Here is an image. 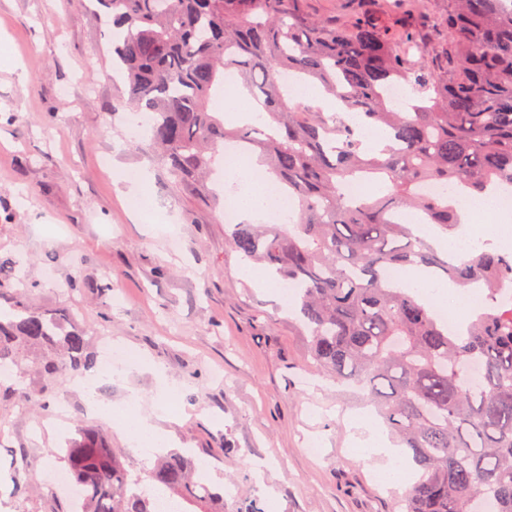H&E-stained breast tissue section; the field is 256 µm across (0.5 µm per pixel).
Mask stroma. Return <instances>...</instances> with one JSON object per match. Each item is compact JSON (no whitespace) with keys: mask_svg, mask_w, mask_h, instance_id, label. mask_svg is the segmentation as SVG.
I'll use <instances>...</instances> for the list:
<instances>
[{"mask_svg":"<svg viewBox=\"0 0 512 512\" xmlns=\"http://www.w3.org/2000/svg\"><path fill=\"white\" fill-rule=\"evenodd\" d=\"M110 28L88 0H0V256L28 283L21 301L66 315L136 354L100 400L154 419L170 448L204 464L224 512H404V486L362 453L363 394L317 371L302 325L277 289L244 277L221 214L183 192L132 134ZM111 156V169L100 165ZM81 377L60 366L68 401L47 430L34 407L0 398V512H72L53 474L78 430L93 431L131 475L155 465L87 410ZM178 408L155 418L158 402ZM320 444L318 454L305 449ZM41 474L13 493L23 462Z\"/></svg>","mask_w":512,"mask_h":512,"instance_id":"35a3bbf8","label":"stroma"}]
</instances>
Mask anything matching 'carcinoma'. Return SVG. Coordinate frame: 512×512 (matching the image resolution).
<instances>
[{"mask_svg": "<svg viewBox=\"0 0 512 512\" xmlns=\"http://www.w3.org/2000/svg\"><path fill=\"white\" fill-rule=\"evenodd\" d=\"M431 2L391 0L329 20L310 16L307 0H95L112 21V65L176 184L218 203L207 179L235 143L294 197L293 222L234 224L228 245L296 285L319 370L369 391L419 466L407 512H512V306L481 310L450 336L427 300L385 276L433 267L493 295L512 283V261L500 251L452 260L394 220L412 212L446 233L458 227L453 199L421 194L423 182L460 185L472 198L512 185V0H445L442 15ZM229 69L264 127L228 128L212 110ZM283 72L319 86L336 109L288 96ZM394 86L406 89L409 111L389 98ZM346 113L389 129L390 142L371 150ZM354 178L383 189L349 204L342 186ZM23 286L15 262L0 258V300L9 304L0 308V367L17 366L22 342L62 349L77 372L96 367L82 329L14 300ZM472 364L477 382L466 376ZM67 472L82 512H156L161 497L181 512H224V493L180 452L133 477L83 430Z\"/></svg>", "mask_w": 512, "mask_h": 512, "instance_id": "obj_1", "label": "carcinoma"}]
</instances>
